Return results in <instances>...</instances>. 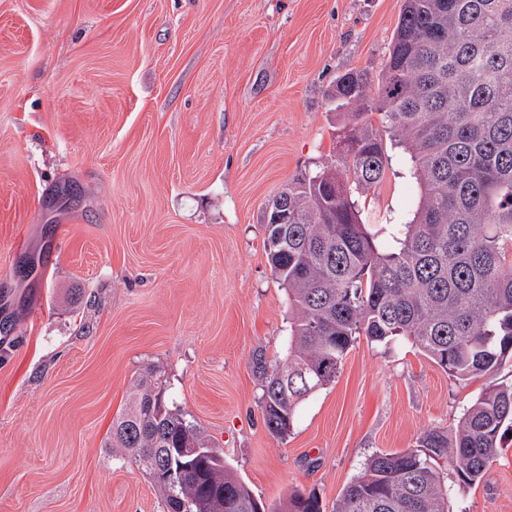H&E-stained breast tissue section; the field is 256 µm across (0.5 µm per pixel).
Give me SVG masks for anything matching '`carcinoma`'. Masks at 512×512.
<instances>
[{
  "instance_id": "carcinoma-1",
  "label": "carcinoma",
  "mask_w": 512,
  "mask_h": 512,
  "mask_svg": "<svg viewBox=\"0 0 512 512\" xmlns=\"http://www.w3.org/2000/svg\"><path fill=\"white\" fill-rule=\"evenodd\" d=\"M351 69L336 81L347 108L335 156L273 197L288 223L265 225L272 273L291 317L288 356L253 358L267 431L288 435L302 403L335 382L361 335L405 337L459 381L492 377L512 359V0H403L377 89ZM378 121H373V115ZM413 179L409 218L381 245L354 194L384 178L387 141ZM160 366H146L112 420L117 448L154 484L166 512H322L316 494L269 508L224 462V453L178 406ZM512 431V382H490L450 427L417 447L371 456L332 512H448L434 461L459 486L475 484ZM174 449L186 468L176 486L155 477V454Z\"/></svg>"
}]
</instances>
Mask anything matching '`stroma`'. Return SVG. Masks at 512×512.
<instances>
[{
	"label": "stroma",
	"instance_id": "35a3bbf8",
	"mask_svg": "<svg viewBox=\"0 0 512 512\" xmlns=\"http://www.w3.org/2000/svg\"><path fill=\"white\" fill-rule=\"evenodd\" d=\"M402 0H0V512H164L108 447L141 370L268 504L331 512L379 452L462 416L483 388L411 342L359 336L334 383L267 431L254 353L286 356L267 201L325 165L351 69L377 76ZM358 204L405 212L390 150ZM450 512H512V437Z\"/></svg>",
	"mask_w": 512,
	"mask_h": 512
}]
</instances>
